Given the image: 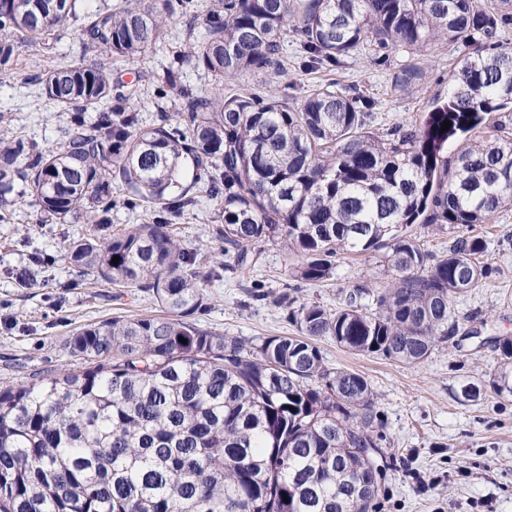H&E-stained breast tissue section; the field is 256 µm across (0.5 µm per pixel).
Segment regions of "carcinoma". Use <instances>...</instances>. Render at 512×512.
<instances>
[{"instance_id": "carcinoma-1", "label": "carcinoma", "mask_w": 512, "mask_h": 512, "mask_svg": "<svg viewBox=\"0 0 512 512\" xmlns=\"http://www.w3.org/2000/svg\"><path fill=\"white\" fill-rule=\"evenodd\" d=\"M76 6L0 0V80L35 82L72 113L55 146L0 138V220L26 195L41 222L85 214L101 227L118 202L147 204L151 221L80 238L69 259L151 292L164 315L88 324L69 339L85 367L0 389V512H376L383 435L371 386L330 369L316 341L418 364L456 335L454 299L495 273L471 231L512 209V0H209L204 37L158 80L179 109L152 127L112 60L149 53L174 5L118 0L82 17ZM71 20L85 56L62 65L54 49ZM290 38L306 71L368 53L393 67L396 93L424 78L429 45L463 58L418 123L377 134L376 102L353 85L264 97L232 83L286 71ZM27 44L48 59L34 76L20 62ZM185 67L212 86H183ZM201 193L221 206L217 266L171 231ZM415 224L449 230L448 249L426 250ZM262 244L301 257L274 298L300 335L256 345L200 328L207 285L250 274ZM349 254L377 258L392 284L343 289L336 309L299 301ZM497 349L490 387L512 396V339Z\"/></svg>"}]
</instances>
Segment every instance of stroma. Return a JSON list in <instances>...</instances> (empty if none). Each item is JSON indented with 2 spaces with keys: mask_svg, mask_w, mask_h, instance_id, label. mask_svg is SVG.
<instances>
[{
  "mask_svg": "<svg viewBox=\"0 0 512 512\" xmlns=\"http://www.w3.org/2000/svg\"><path fill=\"white\" fill-rule=\"evenodd\" d=\"M207 0H195L193 15L174 13L164 42L142 60L116 63L113 78L138 82L137 110L142 125L160 112H176L177 102L158 95L157 75L169 66L172 53L189 34H201ZM427 75L404 97L392 96L384 67L357 56L335 69L302 71L289 58L286 74L244 76V85L278 91L330 80L357 85L374 98L375 125L418 122L433 98L448 94V82L459 65V53L429 46L422 57ZM0 136L22 135L45 145L61 141L68 113L35 84L0 83ZM219 204L201 196L184 211L173 231L184 247L222 260V243L214 230L220 224ZM39 206L27 196L0 222V387L79 368L66 341L75 329L115 316L160 315L154 298L134 286H115L80 273L67 258L71 243L94 231L85 217L40 222ZM475 235L488 242L487 258L496 275L484 288L456 298L460 332L436 346L423 363L404 366L376 356L351 352L329 337L318 345L326 365L363 375L372 387L385 439L387 467L376 512H512V398L496 396L489 384L499 366L494 337L512 338V211L495 223L478 224ZM296 255L278 245H265L250 278L225 276L206 291L211 305L196 321L202 328L252 343L271 336L296 335V327L272 302L287 291ZM375 262L361 256L342 259L334 280L304 287L299 297L335 308L340 289L371 279ZM262 288L269 302L250 303L247 291ZM480 330V338L469 330Z\"/></svg>",
  "mask_w": 512,
  "mask_h": 512,
  "instance_id": "1",
  "label": "stroma"
}]
</instances>
